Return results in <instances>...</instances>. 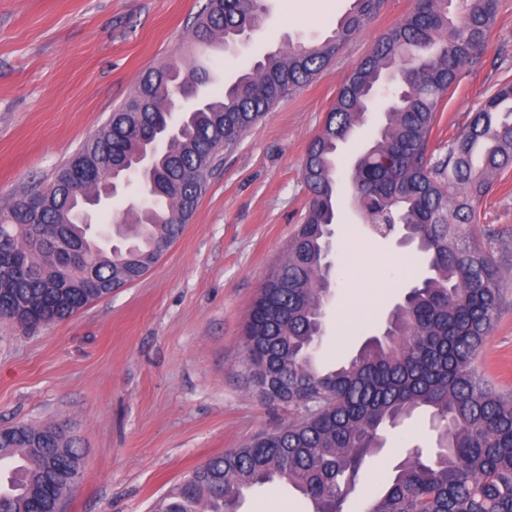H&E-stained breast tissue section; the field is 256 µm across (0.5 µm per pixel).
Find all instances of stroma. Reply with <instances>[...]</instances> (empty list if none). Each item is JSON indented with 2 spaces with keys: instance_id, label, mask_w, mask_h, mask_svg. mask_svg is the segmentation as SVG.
<instances>
[{
  "instance_id": "obj_1",
  "label": "stroma",
  "mask_w": 512,
  "mask_h": 512,
  "mask_svg": "<svg viewBox=\"0 0 512 512\" xmlns=\"http://www.w3.org/2000/svg\"><path fill=\"white\" fill-rule=\"evenodd\" d=\"M207 0H0V208L47 189L150 68L194 64L189 30ZM351 0H265L248 48L210 53L212 89L288 44L318 43ZM416 0H382L308 84L282 98L206 175L207 189L182 236L141 280L48 326L0 318V427L68 422L83 457L64 512H150L154 502L211 457L284 428L294 407L272 404L246 381L243 328L257 291L287 254L309 190L301 168L347 75ZM512 80V0H498L484 49L461 71L429 142L444 152L483 99ZM376 95L337 162L341 193L332 239V294L317 353L329 366L379 334L401 302L395 240L370 235L350 187L356 156L386 122ZM485 247L503 273L504 303L475 369L512 393V169L480 206ZM343 504L364 512L398 453L432 448L413 418L386 435ZM237 512H309L297 492L246 493Z\"/></svg>"
}]
</instances>
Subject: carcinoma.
Listing matches in <instances>:
<instances>
[{
  "label": "carcinoma",
  "mask_w": 512,
  "mask_h": 512,
  "mask_svg": "<svg viewBox=\"0 0 512 512\" xmlns=\"http://www.w3.org/2000/svg\"><path fill=\"white\" fill-rule=\"evenodd\" d=\"M417 0L347 76L321 133L308 146L302 176L310 199L286 259L261 284L244 328L250 385L271 383L279 402L301 410L287 427L215 456L158 500L153 512H236L244 491L275 482L299 492L311 512H342L346 495L369 460L385 447L381 431L418 410L437 432L430 457L413 448L395 466L383 494L366 512H512V396L477 375V359L501 301L499 267L482 246L479 207L496 175L512 167V82L485 97L448 140L441 156L429 152L437 112L461 69L483 47L497 0ZM380 0H353L337 28L317 44L270 52L187 119L159 156L154 202L132 223L113 219L135 243L124 248L78 246L57 251L59 235L88 239L76 192H90L107 171L122 175L145 134L167 120L176 86L200 75L177 64L147 70L134 93L58 171L52 198L29 223L25 193L0 209V318L22 326L66 320L104 297L112 284L144 276L189 223L206 173L277 100L309 83L339 46L375 13ZM263 0H207L192 29L195 43L237 44L257 30ZM399 82L379 137L354 165L353 199L365 220L391 216L416 243L426 274L387 319L386 332L364 340L334 369L316 364L328 303L324 288L326 240L335 219L336 150L364 121L368 104L387 78ZM19 466L0 487V512H55L73 488L79 449L57 425L22 426L0 441V459Z\"/></svg>",
  "instance_id": "obj_1"
}]
</instances>
